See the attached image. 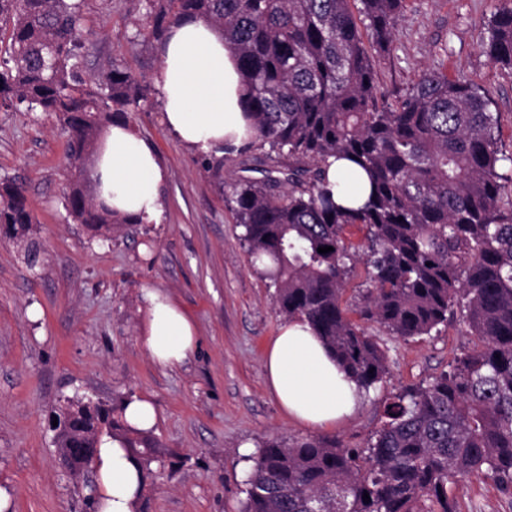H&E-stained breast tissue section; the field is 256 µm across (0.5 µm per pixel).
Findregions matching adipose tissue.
Returning a JSON list of instances; mask_svg holds the SVG:
<instances>
[{
	"label": "adipose tissue",
	"instance_id": "ef3b65f1",
	"mask_svg": "<svg viewBox=\"0 0 512 512\" xmlns=\"http://www.w3.org/2000/svg\"><path fill=\"white\" fill-rule=\"evenodd\" d=\"M165 124L184 146L210 153L251 140L241 106L240 75L222 29L187 17L173 25L155 76ZM100 201L131 219L151 223L163 207L166 178L154 151L126 121L105 130L95 163ZM139 339L158 365H183L199 339L187 314L165 293L145 290ZM265 373L288 416L326 427L350 416L362 395L304 321L284 324L268 347ZM96 512H137L146 477L130 449L105 436L94 462Z\"/></svg>",
	"mask_w": 512,
	"mask_h": 512
}]
</instances>
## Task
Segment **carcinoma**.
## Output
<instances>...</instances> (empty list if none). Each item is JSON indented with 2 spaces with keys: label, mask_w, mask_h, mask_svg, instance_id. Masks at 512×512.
Here are the masks:
<instances>
[{
  "label": "carcinoma",
  "mask_w": 512,
  "mask_h": 512,
  "mask_svg": "<svg viewBox=\"0 0 512 512\" xmlns=\"http://www.w3.org/2000/svg\"><path fill=\"white\" fill-rule=\"evenodd\" d=\"M145 40L161 42L184 16L224 31L242 79L253 141L304 163L276 181H246L235 216L252 261L276 288L278 312L307 322L340 367L368 391L388 373L386 352L367 331L431 334L456 314L479 344L449 370L386 404V421L364 448L328 437L275 438L252 457L242 512H456L448 485L484 476L512 493V164L499 115L476 85L424 73L394 103L378 104L375 57L390 53L403 0H143ZM368 38H363L360 27ZM0 108L59 117L77 162L112 113L145 99L141 81L112 63L85 70L80 0H0ZM483 51L512 69V0L487 25ZM367 175L360 206L333 199L328 160ZM66 208L95 230L130 224L72 179ZM0 224L10 225L30 263L32 212L23 184L0 181ZM355 227L361 249L347 240ZM333 250L318 253V248ZM363 261V301L346 284ZM74 409L60 445L98 443L97 430L151 463L157 441L127 427L115 409ZM369 494L370 501L363 500Z\"/></svg>",
  "instance_id": "1"
}]
</instances>
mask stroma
I'll return each mask as SVG.
<instances>
[{"label":"stroma","mask_w":512,"mask_h":512,"mask_svg":"<svg viewBox=\"0 0 512 512\" xmlns=\"http://www.w3.org/2000/svg\"><path fill=\"white\" fill-rule=\"evenodd\" d=\"M500 0H404L390 54L377 58L382 100L402 98L429 71L479 85L500 116L499 138L512 153V70L482 50ZM89 46L86 71L108 59L141 81L146 102L121 117L153 147L166 171L158 221L119 224L111 238L74 223L65 195L74 162L56 117L22 109L0 112V180L26 188L40 245L29 266L0 226V489L10 512H92L93 473L67 469L52 428L56 411L92 399L121 407L153 400L160 444L139 512H240L253 462L245 447L311 435L270 393L263 369L268 343L284 322L274 289L243 245L232 209L244 180L287 168L245 146L223 154L191 151L166 130L154 76L161 45L132 48L145 27L129 0H83ZM158 289L194 320L199 346L175 368L158 366L139 342L142 293ZM388 373L355 412L328 434L366 446L385 422V405L405 388L446 371L474 337L462 321L407 340L373 324ZM457 512H512V496L492 480L469 478L448 491Z\"/></svg>","instance_id":"obj_1"}]
</instances>
